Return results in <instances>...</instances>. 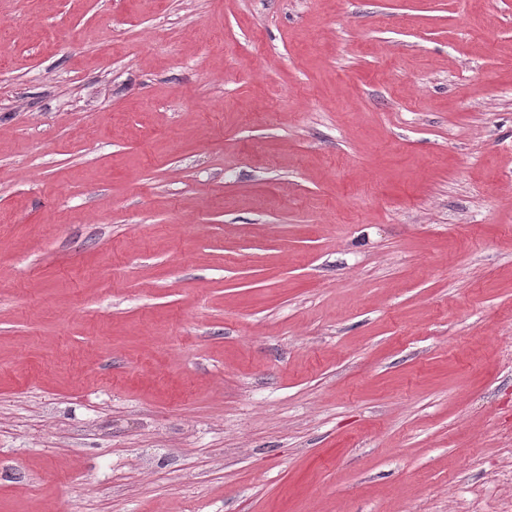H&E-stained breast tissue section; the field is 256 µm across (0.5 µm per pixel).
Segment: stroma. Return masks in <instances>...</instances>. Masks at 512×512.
Wrapping results in <instances>:
<instances>
[{
    "label": "stroma",
    "instance_id": "1",
    "mask_svg": "<svg viewBox=\"0 0 512 512\" xmlns=\"http://www.w3.org/2000/svg\"><path fill=\"white\" fill-rule=\"evenodd\" d=\"M511 471L512 0H0V512Z\"/></svg>",
    "mask_w": 512,
    "mask_h": 512
}]
</instances>
